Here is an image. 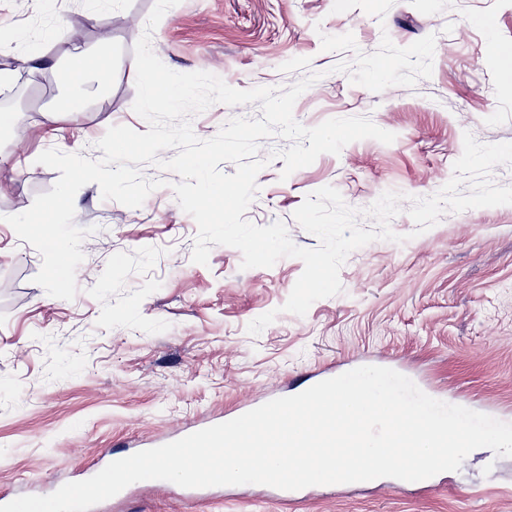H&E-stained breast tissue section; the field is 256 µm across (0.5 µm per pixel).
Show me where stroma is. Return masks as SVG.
I'll use <instances>...</instances> for the list:
<instances>
[{
	"label": "stroma",
	"mask_w": 512,
	"mask_h": 512,
	"mask_svg": "<svg viewBox=\"0 0 512 512\" xmlns=\"http://www.w3.org/2000/svg\"><path fill=\"white\" fill-rule=\"evenodd\" d=\"M154 0H114L87 20L84 0H0V30L46 22L60 29L43 45V64L24 47L0 55L13 72L0 103L13 122L0 127V492H48L71 472L111 459L147 438L327 367L398 368L426 394L455 396L471 410L512 423V205L447 212L415 234L410 200L437 193L453 176L465 135L512 142V0H180L151 34L170 69L206 71L237 89H285L317 81L294 105L306 127L330 118L369 117L395 134L325 153L281 179L271 159L287 140L261 139L258 192L245 213L265 226L283 221L293 242L319 240L293 218L310 193L335 187L363 216L383 193L405 194L391 221L402 243L378 240L349 254L342 293L305 316L281 307L304 265L281 258L242 269L239 250L212 246L193 263L197 226L179 206V175L151 164L163 180L142 206L103 199L98 184L75 196L74 223L91 228L67 301L34 283L40 253L3 218L29 209L59 171L38 164L55 148L86 152L108 127L146 132L133 110L134 46ZM111 44H104L103 34ZM107 51L106 98L84 111L46 118L60 89L53 72L72 45ZM261 117L259 104L211 105L191 118L212 138L228 120ZM278 310L259 335L250 321ZM99 512H512V458L471 452L458 471L414 489L383 483L366 491L313 487L309 501L277 500L253 485L226 486L192 503L168 488H137Z\"/></svg>",
	"instance_id": "obj_1"
}]
</instances>
